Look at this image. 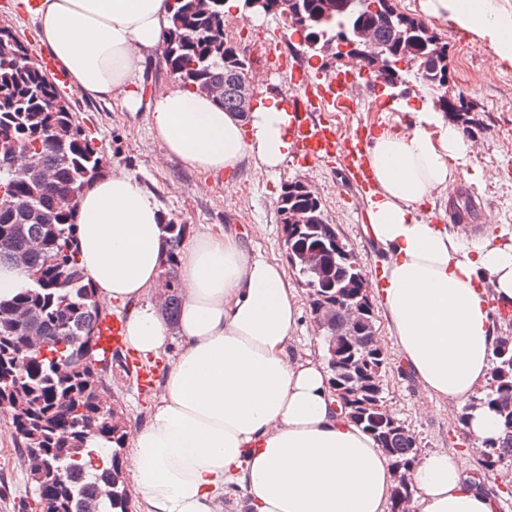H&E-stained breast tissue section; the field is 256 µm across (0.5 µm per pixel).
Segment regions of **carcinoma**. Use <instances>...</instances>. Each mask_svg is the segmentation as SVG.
<instances>
[{
    "instance_id": "1",
    "label": "carcinoma",
    "mask_w": 512,
    "mask_h": 512,
    "mask_svg": "<svg viewBox=\"0 0 512 512\" xmlns=\"http://www.w3.org/2000/svg\"><path fill=\"white\" fill-rule=\"evenodd\" d=\"M378 10H369V4ZM172 24L164 39L171 44L165 57L168 69L183 83L202 94L214 85L224 86L218 104L227 112L241 111L237 83L248 63L227 43L224 35L225 0H211L206 10L198 0H173ZM292 11L319 39L303 46L312 57L336 50L338 41L354 40L357 25L373 27L375 41L385 52L382 64L367 75L395 89L411 75L441 103L464 101L448 84V43L419 17L396 10L392 0H360L358 6L331 10L327 0H288ZM32 158L39 170L16 169L19 154ZM102 156L76 123L70 100L61 94L45 70L28 59V48L10 31L0 29V265L22 268L29 285L10 298H0V406L10 408L9 418L19 434L22 457L41 455L46 472L29 474L38 512H132L128 481L122 463L126 422L120 408L105 407L107 391L102 367L72 368L74 357L98 351L97 324L101 317L95 288L79 264L74 211L81 193L101 172ZM298 209L310 212L312 221L301 227L288 223ZM278 215L285 247L295 252L324 246L333 249L321 199L308 197L294 182L284 186ZM168 237L163 276L169 295L163 302L167 320L177 322L181 286L177 275L179 249L185 224L166 225ZM356 259L333 257L319 272L296 270L294 277L314 288L321 306L336 305V289L360 276ZM25 307L32 322L21 324L12 309ZM41 336L46 355L29 358L26 339ZM337 364H329L333 389L355 387L358 400H377L376 391L364 384L382 370L387 355L371 346L362 355L360 381H348L346 364L351 354L338 351ZM490 381L493 388L462 414L487 406L498 416V437L485 440L491 461L512 457V343L498 337ZM385 451L390 461L416 460L412 440L389 428L380 413L365 410L350 415ZM109 444L107 458L88 447V436ZM112 484V497L99 498V490Z\"/></svg>"
}]
</instances>
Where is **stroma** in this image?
<instances>
[{"label": "stroma", "mask_w": 512, "mask_h": 512, "mask_svg": "<svg viewBox=\"0 0 512 512\" xmlns=\"http://www.w3.org/2000/svg\"><path fill=\"white\" fill-rule=\"evenodd\" d=\"M0 23L12 27L31 54L39 53L42 44L37 24L21 0H0ZM429 23L448 44L451 86L466 93L470 139L476 150L473 162L482 167L485 176L478 186L457 176L448 188L434 192L423 214L432 223H442L449 198L469 193L491 218L487 224L474 221L450 225V232L470 242L512 225V70L498 69L489 49L473 44L471 36L449 20L433 17ZM224 32L248 61L256 91L263 96L276 97L289 91L296 72L319 82L345 66L344 61L330 57L308 58L297 37L285 29L277 15L249 20L234 9L224 14ZM66 94L81 128L106 159L105 173L123 170L134 175L157 200L166 223L187 225L191 237L218 224L233 225L253 250L282 263L286 257L277 201L286 184L301 180L318 192L328 223L349 245L366 278L377 280L381 256L364 231L368 198L355 192L343 165L303 166L289 158L277 169L266 171L246 160L234 172L207 176L181 160L164 157L151 132L147 111L131 114L117 101L94 100L72 88ZM432 102V92L413 81L396 89L366 85L356 111L331 108L321 117L334 123L343 135L360 127L376 132L402 127L407 108ZM375 316L387 354L382 372L387 406L414 433L420 454L445 450L462 456L471 445L460 420L464 405L439 407L430 403L393 341L387 338L383 311H376ZM103 379L122 407L129 427L142 426L154 392L140 391L135 377L117 367L104 373ZM20 454L11 421L0 413V512H25L33 502V486L20 463ZM469 474L497 494L498 512H512V458L491 470L485 469L481 461H474Z\"/></svg>", "instance_id": "stroma-1"}]
</instances>
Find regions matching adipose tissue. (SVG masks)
I'll return each mask as SVG.
<instances>
[{
    "label": "adipose tissue",
    "mask_w": 512,
    "mask_h": 512,
    "mask_svg": "<svg viewBox=\"0 0 512 512\" xmlns=\"http://www.w3.org/2000/svg\"><path fill=\"white\" fill-rule=\"evenodd\" d=\"M421 5L512 69V0ZM28 9L77 91L148 109L165 157L214 176L247 158L267 170L287 158L291 116L277 100L245 114L179 85L144 98L140 63L170 25L169 0H31ZM470 150L458 127L425 107L367 148L376 181L368 231L384 255L375 297L437 404L466 402L487 383L497 339L490 302H512V231L468 243L420 213ZM75 222L98 303L131 307L128 347L146 361L173 356L147 421L126 437L142 512H220L230 484L244 492L247 512H389L391 462L344 414L322 361L294 351L301 309L279 263L249 249L234 227L201 233L181 257L183 304L172 329L150 300L166 237L155 198L115 172L83 192ZM465 467L444 452L419 459L417 512H496L497 498Z\"/></svg>",
    "instance_id": "obj_1"
}]
</instances>
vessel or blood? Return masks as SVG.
Returning <instances> with one entry per match:
<instances>
[{"label": "vessel or blood", "instance_id": "obj_1", "mask_svg": "<svg viewBox=\"0 0 512 512\" xmlns=\"http://www.w3.org/2000/svg\"><path fill=\"white\" fill-rule=\"evenodd\" d=\"M362 74L356 65L336 71L325 80L313 83L306 76H299L293 96L288 102L291 115L289 130L292 140L298 144V161L307 165L344 159L352 178L361 191L371 188V174L366 165L368 137L357 130L351 136H338L334 127L321 120H312L310 112L325 106H337L345 111L357 109L352 89L360 82ZM99 346L105 355L124 352L125 320L115 314L103 318L98 325Z\"/></svg>", "mask_w": 512, "mask_h": 512}]
</instances>
